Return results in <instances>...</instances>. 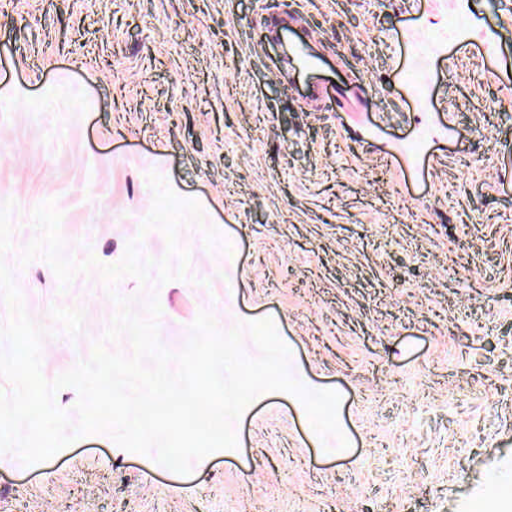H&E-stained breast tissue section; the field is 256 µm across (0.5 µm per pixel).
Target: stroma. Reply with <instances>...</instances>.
Returning <instances> with one entry per match:
<instances>
[{"label": "stroma", "mask_w": 512, "mask_h": 512, "mask_svg": "<svg viewBox=\"0 0 512 512\" xmlns=\"http://www.w3.org/2000/svg\"><path fill=\"white\" fill-rule=\"evenodd\" d=\"M47 201L148 283L21 264ZM0 262L46 380L118 295L173 353L269 318L350 442L270 392L187 476L106 433L0 453V512H472L512 474V0H0Z\"/></svg>", "instance_id": "obj_1"}]
</instances>
